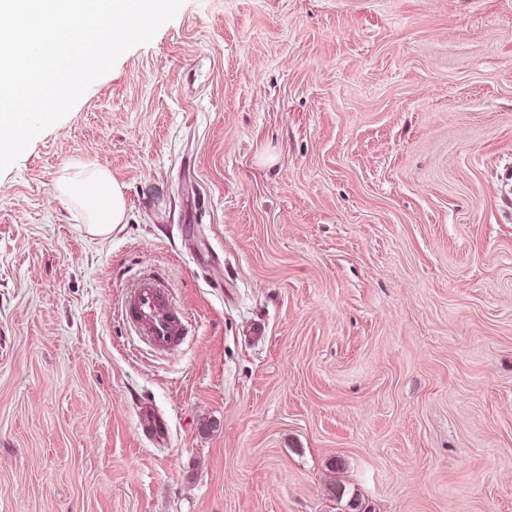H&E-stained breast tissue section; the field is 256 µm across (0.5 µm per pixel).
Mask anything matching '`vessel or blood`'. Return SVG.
I'll return each mask as SVG.
<instances>
[{
  "instance_id": "vessel-or-blood-1",
  "label": "vessel or blood",
  "mask_w": 512,
  "mask_h": 512,
  "mask_svg": "<svg viewBox=\"0 0 512 512\" xmlns=\"http://www.w3.org/2000/svg\"><path fill=\"white\" fill-rule=\"evenodd\" d=\"M122 313L156 352L174 349L186 332V313L173 306L169 288L157 276L144 279L126 296Z\"/></svg>"
}]
</instances>
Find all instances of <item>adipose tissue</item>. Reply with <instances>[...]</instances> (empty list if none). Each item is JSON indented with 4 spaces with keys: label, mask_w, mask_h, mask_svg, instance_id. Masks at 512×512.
<instances>
[{
    "label": "adipose tissue",
    "mask_w": 512,
    "mask_h": 512,
    "mask_svg": "<svg viewBox=\"0 0 512 512\" xmlns=\"http://www.w3.org/2000/svg\"><path fill=\"white\" fill-rule=\"evenodd\" d=\"M56 190L84 211L92 235L107 236L124 220L122 188L107 169L96 164L74 163L72 172L57 183Z\"/></svg>",
    "instance_id": "1"
}]
</instances>
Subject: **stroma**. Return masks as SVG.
Instances as JSON below:
<instances>
[{
	"label": "stroma",
	"mask_w": 512,
	"mask_h": 512,
	"mask_svg": "<svg viewBox=\"0 0 512 512\" xmlns=\"http://www.w3.org/2000/svg\"><path fill=\"white\" fill-rule=\"evenodd\" d=\"M355 501L512 512V0H183L0 174V512ZM73 171L56 185V191L79 206L86 215L88 232L104 237L123 224L125 201L111 173L94 163L76 162ZM157 276L139 283L125 298L122 314L135 327L142 341L155 352H167L177 347L186 332L188 317L176 309L170 290Z\"/></svg>",
	"instance_id": "obj_1"
}]
</instances>
